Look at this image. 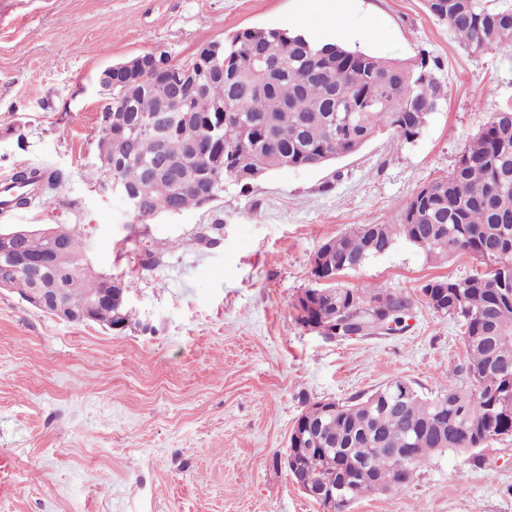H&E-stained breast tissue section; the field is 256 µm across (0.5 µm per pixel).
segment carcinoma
I'll return each instance as SVG.
<instances>
[{
	"instance_id": "obj_1",
	"label": "carcinoma",
	"mask_w": 512,
	"mask_h": 512,
	"mask_svg": "<svg viewBox=\"0 0 512 512\" xmlns=\"http://www.w3.org/2000/svg\"><path fill=\"white\" fill-rule=\"evenodd\" d=\"M424 5L448 24L471 56L512 47V5L493 6L491 0H424ZM286 35L285 42L278 30H239L220 43L224 71L195 66L191 82L142 72L130 87L122 71H113L112 110L124 113L126 124L110 134L100 128L99 156L123 152L114 175L134 191L162 163L174 167L173 183L151 192L153 215L200 207L201 188L217 195L226 182L242 192L250 189L252 181H236L238 167L266 172L317 167L359 151L384 130L410 141L419 130L409 109L444 98L423 50L409 62L338 44L321 46L295 31ZM262 58L271 61L265 74L258 68ZM175 100L182 102L179 112L192 113L190 124L172 120L153 141L133 139L141 117L171 111ZM196 137L207 151L192 150ZM35 177L45 196L66 180L63 170L48 166L20 168L11 180L24 184ZM400 241L432 258L467 255L484 267L463 279L435 276L417 288L423 299L438 296L426 302L430 309L465 327L467 364L461 371L470 385L425 395L395 378L336 403L332 411L320 401L308 403L303 420L310 428L303 447L288 442V450L302 457L294 478L327 492L344 486L336 504L323 499L335 512L368 494L405 491L417 469L435 456L512 436V109L494 113L447 176L423 185L404 202L396 223L361 224L338 235L311 275L344 274L350 271L346 259L360 257L365 264ZM27 250L49 257L55 274L63 275L65 302L77 310L113 287L104 275L77 273L86 249L75 227L69 228L62 250L41 236L28 239ZM1 276L22 296L40 279L13 252L0 254ZM113 288L112 306L98 308L92 320L82 313L75 322L90 320L110 330L135 325L134 312L121 301L130 286L120 279ZM326 289L323 297L303 291L297 321L306 326L335 305L343 323L336 334L341 339L354 329L367 336L360 324L377 302L391 306L388 335L405 328L413 307L410 297L377 284L355 289L335 282ZM396 448L406 449L403 465L393 454Z\"/></svg>"
}]
</instances>
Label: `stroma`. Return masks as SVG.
<instances>
[{
	"instance_id": "stroma-1",
	"label": "stroma",
	"mask_w": 512,
	"mask_h": 512,
	"mask_svg": "<svg viewBox=\"0 0 512 512\" xmlns=\"http://www.w3.org/2000/svg\"><path fill=\"white\" fill-rule=\"evenodd\" d=\"M339 15L345 46L436 58L445 92L419 136L382 132L327 165L277 169L249 192L147 224L86 175L98 162L102 72L146 52L181 62L237 30L310 29ZM512 108V48L469 56L423 0H0V178L62 169L47 204L0 229L79 227L95 272L131 285L139 327L69 323L0 290V453L16 468L0 512H324L277 457L306 402L350 398L401 378L430 393L467 379L461 327L416 300L434 276L475 272L407 243L346 273L414 296L402 332L330 341L296 320L321 244L392 224L446 176L491 113ZM220 224L215 244L201 241ZM160 258L140 264L141 246ZM351 512H512V437L447 454L401 493Z\"/></svg>"
}]
</instances>
